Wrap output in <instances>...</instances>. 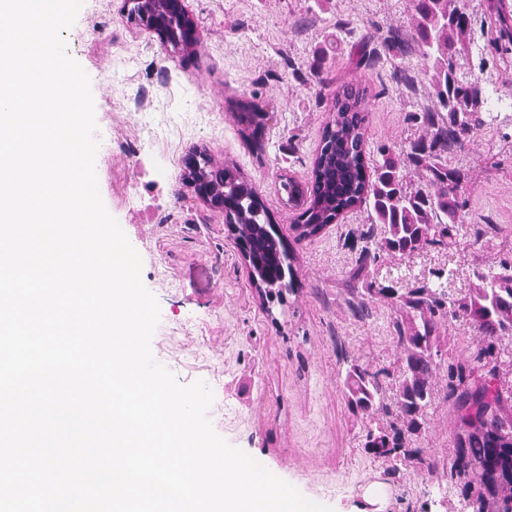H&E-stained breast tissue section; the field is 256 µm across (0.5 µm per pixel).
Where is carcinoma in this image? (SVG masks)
Here are the masks:
<instances>
[{
  "label": "carcinoma",
  "mask_w": 512,
  "mask_h": 512,
  "mask_svg": "<svg viewBox=\"0 0 512 512\" xmlns=\"http://www.w3.org/2000/svg\"><path fill=\"white\" fill-rule=\"evenodd\" d=\"M473 41L471 17L458 0H414L410 37L396 31L383 39L387 53L404 57L413 48L426 61L424 75L433 88L436 106L414 117L422 134L408 151L382 149L381 160L369 164L365 151L367 113L364 91L352 84L336 90L321 141L332 148L328 161L315 155L312 177L301 184L282 183L288 201L303 208L293 225L297 238L321 234L346 212L362 206L370 212V228L360 265L381 254L411 255L427 246L453 249L461 244L465 226L464 176L448 165V156L464 142L498 120L482 111L479 81L458 70L457 56ZM267 112L244 104L238 124L259 130ZM425 175L415 182L410 172ZM200 175L212 179L232 201L237 237L250 250V263L259 284V296L281 297L291 288L283 281L290 254L272 230L268 208L240 167L218 163L201 153ZM400 318L393 322L403 356L394 403L392 432L368 431L364 448L376 458L411 459L419 448L405 447L418 436L425 410L433 396V352L441 346V329L463 321L483 338L486 346L473 359L448 370V400L459 422L455 437L454 468L458 474L477 473L483 492L476 498L478 512H512V389L501 380L500 365L492 358L496 342L512 335V264L477 269L468 294L462 298L427 284L408 288L399 296ZM379 373L353 363L345 372L343 394L348 406L369 415L381 404Z\"/></svg>",
  "instance_id": "cac0c4a2"
}]
</instances>
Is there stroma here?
Masks as SVG:
<instances>
[{"label":"stroma","mask_w":512,"mask_h":512,"mask_svg":"<svg viewBox=\"0 0 512 512\" xmlns=\"http://www.w3.org/2000/svg\"><path fill=\"white\" fill-rule=\"evenodd\" d=\"M488 0H459L475 21L462 71L498 97L504 122L480 131L448 158L465 175L469 227L454 251L429 247L360 265L370 221L357 208L315 238L297 239V209L280 191L282 176L308 182L322 128L341 85L364 88L368 160L380 147L418 138L415 114L435 103L414 53L395 61L382 40L411 28L412 0H186L197 25L194 53L160 44L128 22L124 0H84L65 37L90 78L99 148L96 175L103 202L142 259L141 279L160 305L151 340L157 362L180 384L203 381L214 399V430L304 497L334 512H369L363 492L381 485L382 512H475L474 492L451 477L456 413L445 398L448 367L474 356L476 333L456 323L434 357V397L413 441L423 461L365 453L367 428L395 420L393 396L401 348L393 323L397 293L441 281L464 297L478 267L512 262V28ZM375 50L358 63L360 44ZM322 68H313L319 51ZM249 100L270 112L258 140L241 131L232 109ZM146 143L139 156L128 147ZM232 159L267 206L292 255L295 290L261 300L223 214L181 179L191 150ZM442 278H435V271ZM373 288L394 289L376 299ZM362 303L367 319L353 316ZM376 372L383 402L372 416L353 413L342 393L352 363ZM434 468H427V461Z\"/></svg>","instance_id":"1"}]
</instances>
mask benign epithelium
<instances>
[{"mask_svg":"<svg viewBox=\"0 0 512 512\" xmlns=\"http://www.w3.org/2000/svg\"><path fill=\"white\" fill-rule=\"evenodd\" d=\"M147 2L151 8L137 15L127 13L130 19L157 34L160 42L176 50L190 48L197 43L196 23L188 13L184 0H125L126 5ZM191 187L211 209L224 212V200H215L208 186L193 183Z\"/></svg>","mask_w":512,"mask_h":512,"instance_id":"1","label":"benign epithelium"}]
</instances>
